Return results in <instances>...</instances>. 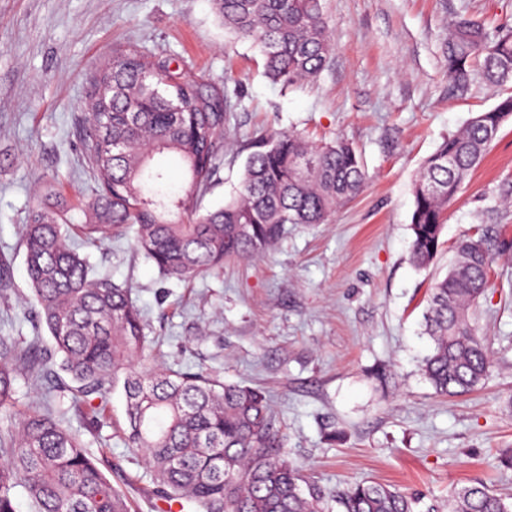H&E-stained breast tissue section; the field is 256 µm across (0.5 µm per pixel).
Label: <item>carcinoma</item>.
Listing matches in <instances>:
<instances>
[{
    "label": "carcinoma",
    "instance_id": "cac0c4a2",
    "mask_svg": "<svg viewBox=\"0 0 512 512\" xmlns=\"http://www.w3.org/2000/svg\"><path fill=\"white\" fill-rule=\"evenodd\" d=\"M224 29L251 42L265 75L284 88L315 79L332 51L321 0H212ZM448 83L466 92L475 79L512 81V29L458 20L449 28ZM93 132L86 142L94 174L83 239L97 244L135 227L134 248L165 277L192 280L226 259L259 257L288 224H324L366 185L361 155L348 140L315 143L295 133L261 137L241 190L214 208L202 206L220 161L224 112L205 87L130 47L112 53L90 85ZM512 96L479 112L424 161L414 188L409 250L427 267L441 247L448 205L480 166L505 122ZM172 153L188 176L180 193L159 189L152 164ZM64 204L40 194L23 230L31 301L60 361L0 336V410L15 401L25 369L47 387L39 407L0 429V512H16L22 490L36 512H131L80 436L68 429L52 393L96 420L122 386L127 440L148 463L160 512H331L320 489L288 461L268 394L206 370L149 364L146 325L131 287L94 276L62 232ZM494 257L482 239L455 246L446 276L434 283L423 335L432 349L421 372L436 394L468 393L488 378L490 344L472 311L491 287ZM342 512H414L415 501L381 482L341 494ZM448 512H512V502L481 484L455 489Z\"/></svg>",
    "mask_w": 512,
    "mask_h": 512
}]
</instances>
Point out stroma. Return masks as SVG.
<instances>
[{
    "label": "stroma",
    "mask_w": 512,
    "mask_h": 512,
    "mask_svg": "<svg viewBox=\"0 0 512 512\" xmlns=\"http://www.w3.org/2000/svg\"><path fill=\"white\" fill-rule=\"evenodd\" d=\"M334 51L312 82L285 90L250 42L225 32L210 0H0V336L53 352L30 311L21 240L43 187L82 223L91 170L87 90L101 62L134 45L192 73L224 114L223 162L203 204L238 191L253 142L268 131L343 137L360 152L365 191L325 224H290L263 257L228 260L185 283L159 276L130 236L78 252L128 284L160 362L194 365L264 388L286 433L288 459L321 490L390 482L446 512L455 487L483 483L512 498V262L473 322L494 351L479 390L437 395L420 365L426 299L465 236H512V121L447 210L432 264L410 261L414 184L437 146L512 83L448 88L445 40L465 18L512 26V0H324ZM66 426L132 504L158 512L142 456L128 447L121 393L94 422L61 397Z\"/></svg>",
    "instance_id": "1"
}]
</instances>
